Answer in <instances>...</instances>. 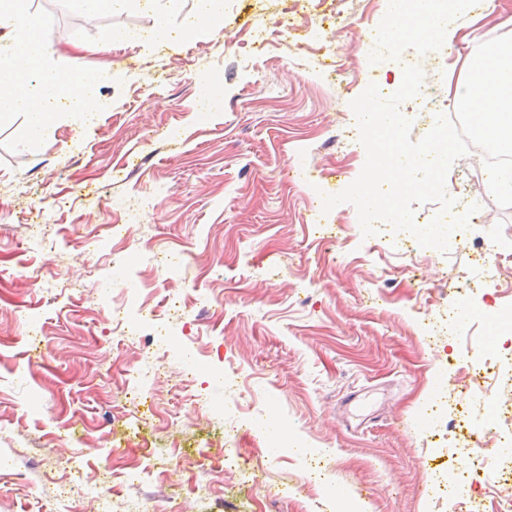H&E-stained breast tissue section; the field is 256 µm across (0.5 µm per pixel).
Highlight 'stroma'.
I'll list each match as a JSON object with an SVG mask.
<instances>
[{
  "label": "stroma",
  "instance_id": "35a3bbf8",
  "mask_svg": "<svg viewBox=\"0 0 512 512\" xmlns=\"http://www.w3.org/2000/svg\"><path fill=\"white\" fill-rule=\"evenodd\" d=\"M386 3L224 0L221 33L159 44L157 15L179 29L194 0L94 19L61 0L62 64L107 28L142 39L101 58L115 76L88 124L16 152L23 119L0 127V454L15 462L0 512H96V492L112 512H336L309 479L321 458L371 512H448L433 476L469 461L431 407L469 379L431 342L459 289L473 336L512 303V279L485 286L475 265L481 240H512V209L466 155L449 194L480 209L454 257L363 237L353 205L323 213L364 165L351 101L398 88L360 54ZM511 34L512 0H472L453 47L420 62L427 97L401 106L412 141L474 48ZM207 75L220 108L199 94ZM36 229L50 247L32 248ZM171 462L181 486L124 479Z\"/></svg>",
  "mask_w": 512,
  "mask_h": 512
}]
</instances>
